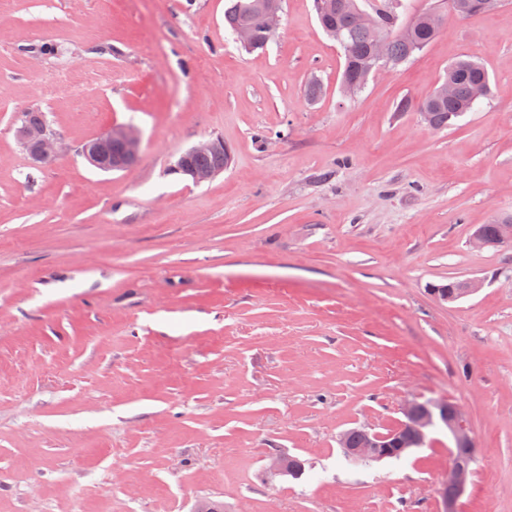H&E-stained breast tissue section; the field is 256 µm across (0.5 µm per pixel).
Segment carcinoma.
<instances>
[{
    "instance_id": "1",
    "label": "carcinoma",
    "mask_w": 512,
    "mask_h": 512,
    "mask_svg": "<svg viewBox=\"0 0 512 512\" xmlns=\"http://www.w3.org/2000/svg\"><path fill=\"white\" fill-rule=\"evenodd\" d=\"M283 4V0H229L224 10V23L232 33L247 24L254 32V41L244 47L247 52L264 49L266 41L263 30L264 11L273 3ZM314 10L323 32L336 41L342 51L344 67L341 83H351L364 88L371 75V52L379 39L387 41L389 65L398 66L406 62L414 53L425 48L438 34L442 25L440 13L429 19L422 12L413 19L402 20L403 0H370V10L363 19H358V0H313ZM482 81L490 85L485 68L465 56L448 66L441 85L424 100L413 103L401 101L402 111L413 110L419 113L424 122L433 129H442L462 114L473 109L476 101L470 96V84ZM453 83L456 94L450 98L441 94V87ZM230 158L228 149L206 155H192L185 158L186 164L195 167L224 169ZM512 224V217L495 220L491 224L478 227L488 243V248L497 250L505 247L500 241L502 225Z\"/></svg>"
}]
</instances>
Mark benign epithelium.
<instances>
[{"instance_id": "obj_1", "label": "benign epithelium", "mask_w": 512, "mask_h": 512, "mask_svg": "<svg viewBox=\"0 0 512 512\" xmlns=\"http://www.w3.org/2000/svg\"><path fill=\"white\" fill-rule=\"evenodd\" d=\"M16 136L22 147L37 164H45L60 156L59 139L46 125L22 127ZM120 142L123 149L119 153L112 151V143ZM141 139L139 131L131 125L115 126L105 133L86 140L81 154L93 167L104 172L130 171L138 162ZM224 147L219 138H208L180 153L173 171L183 174L192 183L198 185L207 182L219 174V170L209 167H186L188 154L204 155L214 153ZM483 285L481 279H467L461 284L456 295L448 296V290L433 286L430 293L439 302L450 299L455 301L471 295ZM402 413L405 420L389 433L381 434L360 430L363 444L358 448L347 445L344 436H339V444L347 457L357 461H382L393 458L403 452L423 448L435 431L448 433L454 447L448 449L451 463L448 474L439 491L443 509L440 512H458L457 502L464 495L471 477V464L474 461L475 444L466 424L465 414L457 404L446 400H412L404 404Z\"/></svg>"}]
</instances>
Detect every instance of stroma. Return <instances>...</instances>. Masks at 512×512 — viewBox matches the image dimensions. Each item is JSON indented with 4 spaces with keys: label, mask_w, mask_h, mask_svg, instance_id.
<instances>
[{
    "label": "stroma",
    "mask_w": 512,
    "mask_h": 512,
    "mask_svg": "<svg viewBox=\"0 0 512 512\" xmlns=\"http://www.w3.org/2000/svg\"><path fill=\"white\" fill-rule=\"evenodd\" d=\"M225 4L0 0V512H440L447 434L379 462L338 443L414 398L465 413L460 512H512V247L471 243L512 215V0H409L444 25L352 100L313 0L254 53ZM462 55L488 99L442 130L400 111ZM28 111L55 162L19 145ZM124 124L137 165L92 168L81 144ZM211 136L221 174L173 173ZM477 0H450L451 8L455 12V14L459 17H467L473 14H477L478 11L481 12H490L495 9L498 4L501 2L500 0H482L479 1L477 7H475V3ZM21 122L29 126H37L22 127L16 131L20 144L30 154L33 161L37 164H46L49 161L57 160L60 156L59 139L50 127L42 125L46 123L42 112H25ZM482 285H483L482 279L463 280V283L461 284V288L458 290L456 295H454L452 297H448V290L456 291L457 288L460 287L459 280H450V281H448L447 284L435 285L428 289L437 301L448 303V300L458 301L463 297H466L468 295H471V294L477 292L479 290V288H482ZM436 286L448 287V290L446 288H438Z\"/></svg>",
    "instance_id": "obj_1"
}]
</instances>
